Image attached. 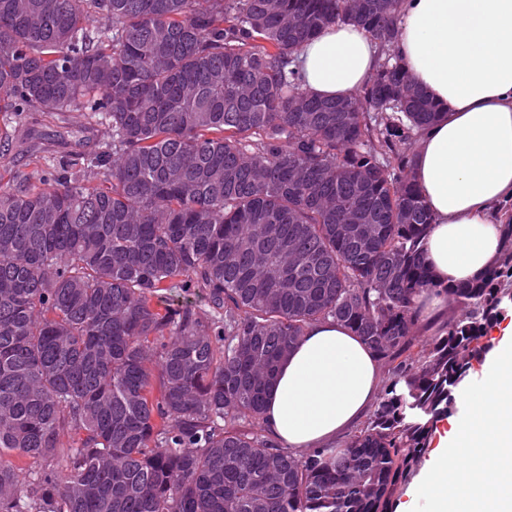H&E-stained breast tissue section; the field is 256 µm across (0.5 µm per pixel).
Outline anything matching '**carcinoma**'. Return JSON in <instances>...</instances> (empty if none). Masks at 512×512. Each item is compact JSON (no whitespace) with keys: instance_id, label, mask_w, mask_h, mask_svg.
<instances>
[{"instance_id":"1","label":"carcinoma","mask_w":512,"mask_h":512,"mask_svg":"<svg viewBox=\"0 0 512 512\" xmlns=\"http://www.w3.org/2000/svg\"><path fill=\"white\" fill-rule=\"evenodd\" d=\"M400 0H0V112L101 132L0 184V512H390L512 302V211L481 276L434 278L412 147L440 106L392 57L305 92L337 22L386 46ZM31 152L29 135L3 136ZM202 289L209 309L168 300ZM464 316L421 344L424 301ZM378 355L369 417L301 455L266 390L307 327ZM31 461L27 468L11 458Z\"/></svg>"}]
</instances>
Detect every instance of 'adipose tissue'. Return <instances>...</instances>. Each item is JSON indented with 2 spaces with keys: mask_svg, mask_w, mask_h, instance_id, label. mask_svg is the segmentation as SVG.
I'll list each match as a JSON object with an SVG mask.
<instances>
[{
  "mask_svg": "<svg viewBox=\"0 0 512 512\" xmlns=\"http://www.w3.org/2000/svg\"><path fill=\"white\" fill-rule=\"evenodd\" d=\"M390 48L412 81L440 104L419 134L413 176L435 225L426 259L438 281H468L501 248L500 208L512 201V0H401ZM310 95L359 94L382 60L351 23L329 25L297 52ZM381 379L376 356L342 324L312 323L276 370L264 419L294 451L325 446L358 424Z\"/></svg>",
  "mask_w": 512,
  "mask_h": 512,
  "instance_id": "adipose-tissue-1",
  "label": "adipose tissue"
}]
</instances>
